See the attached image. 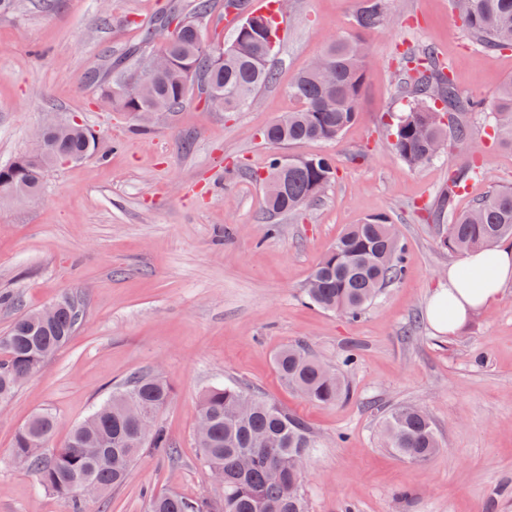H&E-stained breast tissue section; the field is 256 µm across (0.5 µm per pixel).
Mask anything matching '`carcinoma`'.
Instances as JSON below:
<instances>
[{
  "mask_svg": "<svg viewBox=\"0 0 512 512\" xmlns=\"http://www.w3.org/2000/svg\"><path fill=\"white\" fill-rule=\"evenodd\" d=\"M457 18L469 39L488 50L512 49V0H453ZM389 0H366L357 12L360 30L386 23ZM262 31L242 41L239 30L216 60L202 30L183 27L160 44L168 69L156 77L149 96L138 90L140 52L151 48L153 32H146L139 50L109 69L101 86L103 103L115 112H175L193 94V85L207 86V101L224 112L248 107L256 94L275 82L271 58L277 48L273 27L256 15ZM321 56L336 71L335 100L325 106L329 90L324 71L309 67L298 72L289 95L298 107L269 124L261 138L271 145L334 141L355 122L356 107L367 77L370 56L366 46L349 36L332 39ZM404 76L395 83L397 97L407 101L396 116L393 148L409 167L434 159L433 146L448 151L473 147L479 131L466 120L482 109L478 101L461 97L439 64L436 52L425 47L402 55ZM488 139L512 148V82L501 89L488 117ZM92 132L79 124L50 126L42 160L25 154L0 166V200L32 198L41 191L46 172L62 157L91 155ZM335 169L325 156H273L262 179L268 212L283 214L317 202L333 180ZM479 174L476 162L448 169V184L439 195L448 210V234L443 244L451 251L490 249L512 239V189L495 190L472 209L458 213L455 200L468 181ZM405 245L395 225L385 217L350 224L310 273L303 289L314 305L356 319L403 271ZM62 306L51 320L41 311L19 315L0 335V404L10 401L19 380L38 372L72 338L82 317L75 296L59 299ZM280 378L304 398L333 405L349 395L343 378L325 367L301 345L281 348L275 355ZM170 387L165 379L133 375L112 390L66 443L45 453L56 417L48 409L32 416L15 433L13 457L33 471L40 485L81 512L87 498L123 485L144 452L137 439L139 420H149L166 405ZM204 427L196 436L200 466L224 478V501L188 499L173 491L154 493L147 512H308L302 492L304 475L297 459L309 455L315 440L306 423L277 405L238 385L214 386L199 402ZM382 433L385 446L411 464H425L440 450L435 427L420 408L391 410ZM90 485L96 493L79 492Z\"/></svg>",
  "mask_w": 512,
  "mask_h": 512,
  "instance_id": "1",
  "label": "carcinoma"
}]
</instances>
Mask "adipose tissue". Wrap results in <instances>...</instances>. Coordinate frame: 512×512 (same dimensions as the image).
Returning a JSON list of instances; mask_svg holds the SVG:
<instances>
[{
    "label": "adipose tissue",
    "instance_id": "obj_1",
    "mask_svg": "<svg viewBox=\"0 0 512 512\" xmlns=\"http://www.w3.org/2000/svg\"><path fill=\"white\" fill-rule=\"evenodd\" d=\"M466 270L474 272V279H463ZM447 278V286L432 294L427 316L436 331L452 334L512 283V247L498 245L488 251L467 253L449 265Z\"/></svg>",
    "mask_w": 512,
    "mask_h": 512
}]
</instances>
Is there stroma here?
<instances>
[{
    "mask_svg": "<svg viewBox=\"0 0 512 512\" xmlns=\"http://www.w3.org/2000/svg\"><path fill=\"white\" fill-rule=\"evenodd\" d=\"M359 4L284 0L290 26L271 61L275 83L234 114L190 98L148 131L102 106L99 81L191 0H13L0 9V166L30 151L53 119L99 137L96 155L49 170L38 196L0 202V295L20 300L0 305V334L19 310L64 295L83 304L69 343L0 404V512H70L14 461V435L49 409L50 445L62 446L134 373L171 385L157 421L175 452L145 451L126 483L85 512H146L148 496L169 489L223 500L194 443L200 395L219 384L247 387L306 422L317 441L309 512H512V285L456 334L433 329L427 303L459 255L443 244L447 221H426L424 208L469 155L411 168L391 146L401 53L434 48L460 96L481 102L469 116L480 129L512 80V50L472 43L451 0H390L391 23L362 32ZM339 34L370 51L360 116L337 141L282 147L328 156L336 174L313 208L268 215L255 175L274 150L260 132L296 108L293 76ZM478 164L457 210L512 187L511 148L484 143ZM377 216L405 244L402 275L354 320L309 304L302 285L314 266L346 225ZM298 341L340 370L347 400L313 403L281 380L274 356ZM409 405L430 415L442 444L422 465L381 439L386 414Z\"/></svg>",
    "mask_w": 512,
    "mask_h": 512,
    "instance_id": "35a3bbf8",
    "label": "stroma"
}]
</instances>
